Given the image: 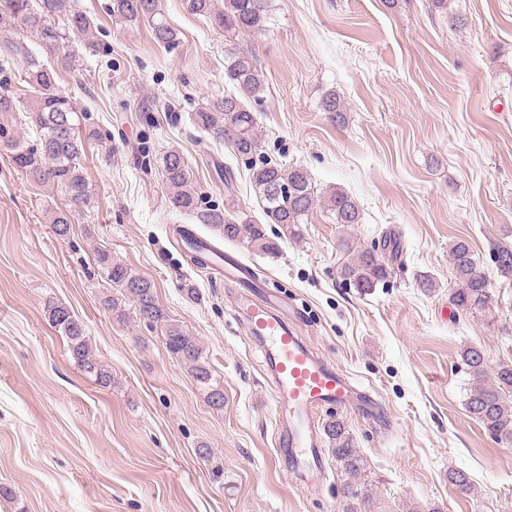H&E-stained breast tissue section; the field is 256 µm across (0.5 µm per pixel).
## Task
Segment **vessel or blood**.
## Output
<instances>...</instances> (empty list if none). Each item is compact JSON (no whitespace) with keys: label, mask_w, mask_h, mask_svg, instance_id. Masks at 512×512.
Instances as JSON below:
<instances>
[{"label":"vessel or blood","mask_w":512,"mask_h":512,"mask_svg":"<svg viewBox=\"0 0 512 512\" xmlns=\"http://www.w3.org/2000/svg\"><path fill=\"white\" fill-rule=\"evenodd\" d=\"M200 256L207 268L228 282L250 280L248 266L229 260L223 251L203 243ZM246 318L247 336L260 344L265 369L275 384V410L279 417L278 447L284 448L290 469L318 479L324 473L322 450L314 416L324 407L363 404L373 412L375 404L366 400L352 380L316 356L292 326L293 314L280 298L261 294L256 300H238Z\"/></svg>","instance_id":"obj_1"}]
</instances>
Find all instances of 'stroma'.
<instances>
[{
	"instance_id": "obj_1",
	"label": "stroma",
	"mask_w": 512,
	"mask_h": 512,
	"mask_svg": "<svg viewBox=\"0 0 512 512\" xmlns=\"http://www.w3.org/2000/svg\"><path fill=\"white\" fill-rule=\"evenodd\" d=\"M109 2L73 0L93 21L92 43L73 36L62 52L26 39L95 134L84 159L95 203L67 238L49 222L62 191L20 173L0 145V486L12 492L0 512H512V444L468 412L459 357L475 345L490 363L512 360V278L492 260L512 246V0H268L264 31L238 37L186 0H160L177 32L170 47L148 25L116 22ZM232 46L251 49L265 75L252 107L260 155L303 166L317 192H348L360 224L343 228L319 209L297 241L268 225L280 247L268 256L200 221L211 209L264 219L247 161L192 120L230 91ZM332 90L346 106L340 127L320 110ZM175 149L204 192L198 213L174 208L162 181ZM183 226L285 292L306 343L376 401V416L355 406L315 416L343 421L357 475L326 439L323 481L291 473L275 443L274 385L235 308L240 289L193 264ZM389 232L402 247L391 276L368 294L344 283L339 239L368 248ZM458 240L496 297L474 318L448 301ZM102 250L150 279L169 320L200 342L223 410L167 352L162 327L104 309L119 290ZM423 275L432 290L419 288ZM54 301L84 322L110 385L77 366L48 320ZM453 470L471 494L455 490Z\"/></svg>"
}]
</instances>
